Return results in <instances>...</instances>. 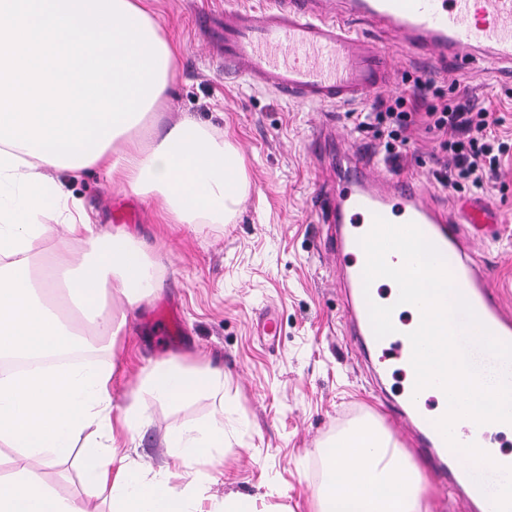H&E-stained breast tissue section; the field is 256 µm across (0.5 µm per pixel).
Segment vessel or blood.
I'll return each mask as SVG.
<instances>
[{"label":"vessel or blood","instance_id":"1","mask_svg":"<svg viewBox=\"0 0 512 512\" xmlns=\"http://www.w3.org/2000/svg\"><path fill=\"white\" fill-rule=\"evenodd\" d=\"M385 28L429 71L485 61L512 78V0H265L259 8H228L224 72L310 105L361 102L390 83V60L371 38ZM332 172L336 191L318 208L323 223L336 227L337 253L352 258L339 278L348 290L350 335L359 349L379 344L365 301L378 289L363 285L364 251L358 243L377 215L394 224L415 223L440 252L454 254L453 282L493 335L512 342V317L490 295L488 279L473 265L454 219L431 200L423 181L379 173L350 146L336 147ZM397 421L414 431L449 487H466L483 512H493L490 491L472 478L477 465L449 448L417 397L405 395Z\"/></svg>","mask_w":512,"mask_h":512}]
</instances>
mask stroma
Masks as SVG:
<instances>
[{
	"label": "stroma",
	"instance_id": "stroma-1",
	"mask_svg": "<svg viewBox=\"0 0 512 512\" xmlns=\"http://www.w3.org/2000/svg\"><path fill=\"white\" fill-rule=\"evenodd\" d=\"M261 0H147L168 36L180 47L179 69L166 108L147 120L163 130L184 114L226 136L245 159L249 189L230 224H160L159 197L144 198L109 185L94 169L73 179L54 178L85 207L103 230L124 229L149 246L161 262L162 284L130 313L115 344L94 350L90 360L113 364L112 413L140 401L146 423L134 433L129 455L154 472L169 467L171 488L185 486L182 469L163 444L172 428L223 414L224 446L195 465L204 498L244 494L259 512H316L315 489L323 449L358 421L371 418L386 429L420 470L429 512H467L444 474L420 456L391 411L402 401L405 370L401 344L360 352L343 318L338 285L343 257L331 247L334 227L320 223L316 197L331 173L316 151L315 135L331 128L345 144L370 150L382 173L423 180L434 201L457 212L460 204L485 201L498 221L494 236L475 239V263L487 269L496 297L512 309V162L502 166L486 191L443 187L434 173L447 161L423 122L407 131L401 165L386 159L385 141L356 128L353 112L370 111L377 99L404 97L410 112H426L437 95L463 94L502 117L500 134L512 136V83L480 65L433 77L426 95L413 94L422 72L407 52L381 37L394 67L389 85L355 106L308 105L279 96L245 77H228L209 43L201 14L229 7H259ZM278 319L279 334L262 335L264 311ZM174 358L207 362L224 372V401L197 398L168 405L136 391L147 367ZM43 481L60 497L88 512L111 505L83 492L76 461L41 468Z\"/></svg>",
	"mask_w": 512,
	"mask_h": 512
}]
</instances>
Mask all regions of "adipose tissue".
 <instances>
[{"label": "adipose tissue", "mask_w": 512, "mask_h": 512, "mask_svg": "<svg viewBox=\"0 0 512 512\" xmlns=\"http://www.w3.org/2000/svg\"><path fill=\"white\" fill-rule=\"evenodd\" d=\"M143 18L144 31L166 46L162 87L153 103L161 108L178 70L179 49L149 12L146 0H122ZM115 185L146 196L161 193L164 224H227L248 187L244 159L224 137L211 134L191 116L146 136L131 124L111 139L93 162ZM50 163L0 142V359L37 361L70 351L77 329L64 322L58 288L90 321V335L113 338L126 324L124 310L106 297L133 306L160 286L158 264L124 231L100 233L88 212L70 203L61 182L49 177ZM68 236L84 240L81 255L55 251L40 265L30 257L48 232L45 217ZM111 365L75 364L24 373L0 369V443L18 449L8 476L0 477V512H86L58 497L38 468L69 459L82 445V484L88 496H110L112 512H258L247 495L230 494L202 510L194 486L169 487V470L147 473L124 455L125 435L144 417L130 404L112 415ZM141 394L177 404L197 396L224 398V374L207 365L170 359L154 363ZM164 444L183 465L209 458L224 445V418L169 430ZM326 466L316 490L317 512H427L420 472L389 434L364 423L325 449Z\"/></svg>", "instance_id": "ef3b65f1"}]
</instances>
